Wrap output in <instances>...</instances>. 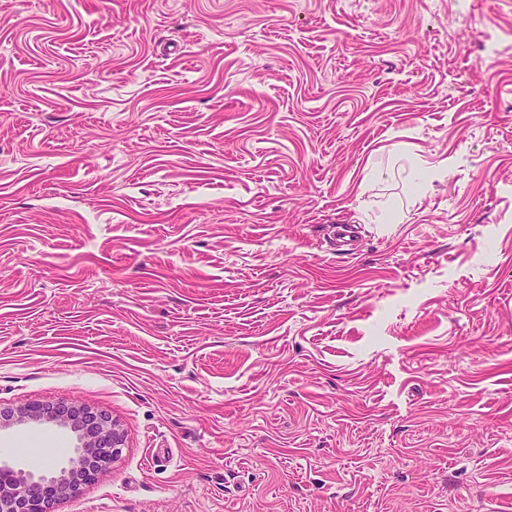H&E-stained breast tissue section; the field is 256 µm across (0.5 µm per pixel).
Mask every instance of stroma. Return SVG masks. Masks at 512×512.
<instances>
[{"mask_svg": "<svg viewBox=\"0 0 512 512\" xmlns=\"http://www.w3.org/2000/svg\"><path fill=\"white\" fill-rule=\"evenodd\" d=\"M58 401L124 433L59 512H503L512 0H0V408Z\"/></svg>", "mask_w": 512, "mask_h": 512, "instance_id": "obj_1", "label": "stroma"}]
</instances>
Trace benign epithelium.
Masks as SVG:
<instances>
[{
  "label": "benign epithelium",
  "instance_id": "1",
  "mask_svg": "<svg viewBox=\"0 0 512 512\" xmlns=\"http://www.w3.org/2000/svg\"><path fill=\"white\" fill-rule=\"evenodd\" d=\"M9 417L16 418L18 424L42 422L67 428L77 435L79 444L69 465L50 475L1 465L0 512H55L60 497L70 496L93 481L124 445V434L109 415L81 405L36 403Z\"/></svg>",
  "mask_w": 512,
  "mask_h": 512
}]
</instances>
